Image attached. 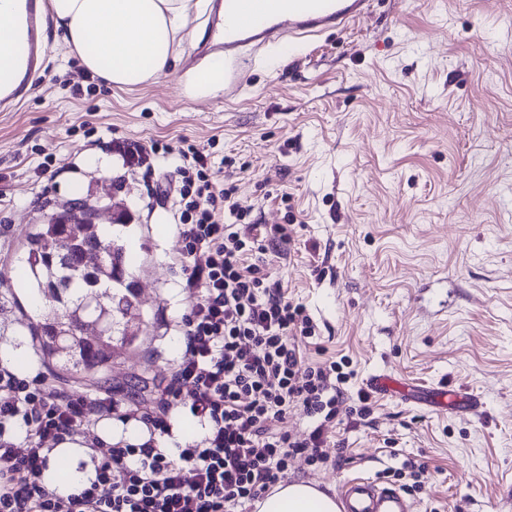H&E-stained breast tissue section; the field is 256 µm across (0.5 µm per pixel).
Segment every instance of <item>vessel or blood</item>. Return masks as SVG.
<instances>
[{
    "label": "vessel or blood",
    "mask_w": 512,
    "mask_h": 512,
    "mask_svg": "<svg viewBox=\"0 0 512 512\" xmlns=\"http://www.w3.org/2000/svg\"><path fill=\"white\" fill-rule=\"evenodd\" d=\"M371 0H222L226 24L215 40L221 45L224 93L241 86L242 57L250 48L276 43L282 37L306 39L329 30H342L371 8ZM45 0H25L21 24L27 32V68L37 65L36 32ZM337 498L340 512H409L407 497L397 488L369 477H355L343 484Z\"/></svg>",
    "instance_id": "1"
}]
</instances>
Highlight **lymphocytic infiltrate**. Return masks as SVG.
I'll return each instance as SVG.
<instances>
[{
  "mask_svg": "<svg viewBox=\"0 0 512 512\" xmlns=\"http://www.w3.org/2000/svg\"><path fill=\"white\" fill-rule=\"evenodd\" d=\"M180 156L174 218L184 286L200 296L183 320L181 360L148 409L76 397L0 366V512H247L287 479L296 455L327 464L349 375L335 360L305 362L313 320L263 270L268 253H290L293 230L248 223L235 185L215 181L207 156L189 143ZM296 407L312 420L308 434L283 427ZM183 412L201 430L171 456L156 442ZM107 414L144 424L149 438L91 435ZM78 435L95 476L63 495L43 474L54 446Z\"/></svg>",
  "mask_w": 512,
  "mask_h": 512,
  "instance_id": "1",
  "label": "lymphocytic infiltrate"
}]
</instances>
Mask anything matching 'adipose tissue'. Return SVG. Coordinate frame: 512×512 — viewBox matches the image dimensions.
Masks as SVG:
<instances>
[{
  "label": "adipose tissue",
  "mask_w": 512,
  "mask_h": 512,
  "mask_svg": "<svg viewBox=\"0 0 512 512\" xmlns=\"http://www.w3.org/2000/svg\"><path fill=\"white\" fill-rule=\"evenodd\" d=\"M201 0H50L47 24L102 83L131 87L168 73ZM255 512H339L305 482L278 485Z\"/></svg>",
  "instance_id": "obj_1"
}]
</instances>
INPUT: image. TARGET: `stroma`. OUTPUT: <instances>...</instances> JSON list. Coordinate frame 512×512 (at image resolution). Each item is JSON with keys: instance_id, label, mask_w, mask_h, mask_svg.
Segmentation results:
<instances>
[{"instance_id": "stroma-1", "label": "stroma", "mask_w": 512, "mask_h": 512, "mask_svg": "<svg viewBox=\"0 0 512 512\" xmlns=\"http://www.w3.org/2000/svg\"><path fill=\"white\" fill-rule=\"evenodd\" d=\"M212 16L204 0L169 72L133 88L99 83L61 40L42 41L27 92L0 112V346L24 349V379L150 404L193 303L173 219L187 141L252 222L294 223L296 253L268 256L265 272L316 325L304 357H344L354 372L325 449L340 464L299 456L289 481L333 496L360 474L403 468L408 484L420 470L411 512H512V0H374L347 29L254 51L234 97L196 85ZM154 143L147 166L119 152ZM107 184L131 214L122 240L137 244L142 325L90 386L52 373L20 274L31 225ZM380 373L481 405L376 393L370 417L350 420Z\"/></svg>"}]
</instances>
